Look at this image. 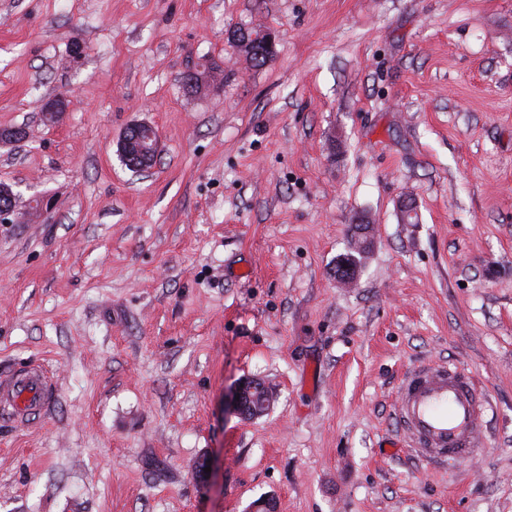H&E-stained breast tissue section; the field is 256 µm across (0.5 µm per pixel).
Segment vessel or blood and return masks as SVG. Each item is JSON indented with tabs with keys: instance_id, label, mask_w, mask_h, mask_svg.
<instances>
[{
	"instance_id": "vessel-or-blood-1",
	"label": "vessel or blood",
	"mask_w": 512,
	"mask_h": 512,
	"mask_svg": "<svg viewBox=\"0 0 512 512\" xmlns=\"http://www.w3.org/2000/svg\"><path fill=\"white\" fill-rule=\"evenodd\" d=\"M56 396L53 373L30 363L0 372V419L31 427ZM490 405L473 374L455 362H421L403 377L395 419L415 457L437 464L473 458L477 432Z\"/></svg>"
}]
</instances>
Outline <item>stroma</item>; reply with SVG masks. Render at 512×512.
Returning a JSON list of instances; mask_svg holds the SVG:
<instances>
[{
    "label": "stroma",
    "mask_w": 512,
    "mask_h": 512,
    "mask_svg": "<svg viewBox=\"0 0 512 512\" xmlns=\"http://www.w3.org/2000/svg\"><path fill=\"white\" fill-rule=\"evenodd\" d=\"M4 128L30 136L0 183L54 208L0 224V369L47 363L57 397L0 421V512H512V0H0ZM425 359L491 400L450 470L398 445ZM245 379L267 414L232 412ZM128 132H132L134 134V140H138L143 146L141 149L142 154H139L135 160H132L133 156L126 150V147L130 143V138H127ZM159 139V132L154 126L147 123L133 124L126 130L118 143L119 157L123 163H125L130 168L148 172L156 164ZM137 161H141L142 164L136 166ZM148 165H151V167H148Z\"/></svg>",
    "instance_id": "1"
}]
</instances>
